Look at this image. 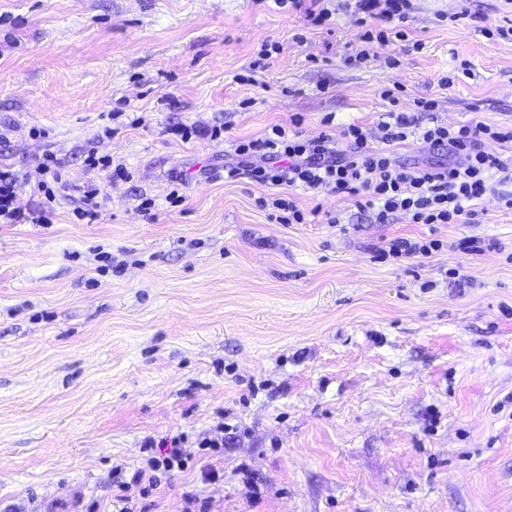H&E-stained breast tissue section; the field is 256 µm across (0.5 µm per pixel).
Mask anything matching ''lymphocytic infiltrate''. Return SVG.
Instances as JSON below:
<instances>
[{
    "label": "lymphocytic infiltrate",
    "instance_id": "obj_1",
    "mask_svg": "<svg viewBox=\"0 0 512 512\" xmlns=\"http://www.w3.org/2000/svg\"><path fill=\"white\" fill-rule=\"evenodd\" d=\"M410 10L411 0H355L354 4L356 21L365 28L364 39L383 44L405 40L404 22ZM381 96L390 109L378 124L380 147H369L370 132L358 124L348 125L338 139L328 134L304 138L275 124L262 137L236 145L242 164L225 167V179L235 180L244 173L263 184L345 194L354 197L356 207L371 213L378 224L389 223L398 213L408 215L415 224H472L479 215L477 201L488 195L501 207L512 209V191L502 189L503 184H512V168L484 148L488 140L512 143V128L482 122L421 128L400 108L398 88H385ZM411 139L446 150L449 161L408 169L392 147ZM46 221L45 210L24 203L18 175L1 167L0 223ZM183 441L180 435L171 438L167 456L149 460L147 468L119 483L120 512H137L140 499L156 487L159 471L185 467Z\"/></svg>",
    "mask_w": 512,
    "mask_h": 512
}]
</instances>
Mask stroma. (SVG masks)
<instances>
[{
	"label": "stroma",
	"instance_id": "1",
	"mask_svg": "<svg viewBox=\"0 0 512 512\" xmlns=\"http://www.w3.org/2000/svg\"><path fill=\"white\" fill-rule=\"evenodd\" d=\"M412 3L404 45L365 42L349 0L327 27L276 0H0V164L52 154L107 195L95 224L69 196L50 223L0 224V512H118L115 482L177 435L190 465L147 512H512V210L376 224L298 190L305 223L280 224L273 187L224 179L272 125L376 128L394 84L438 123L512 125V43L482 32L504 0ZM178 122L224 140H175ZM89 145L131 180L86 171ZM428 236L430 256L381 255Z\"/></svg>",
	"mask_w": 512,
	"mask_h": 512
}]
</instances>
